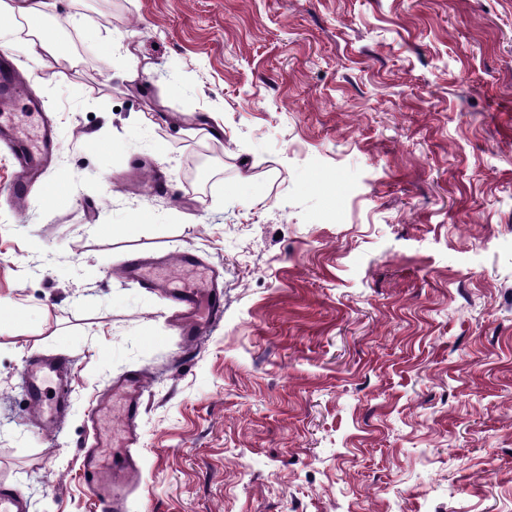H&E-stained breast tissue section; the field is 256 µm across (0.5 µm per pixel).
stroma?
<instances>
[{"label": "stroma", "instance_id": "stroma-1", "mask_svg": "<svg viewBox=\"0 0 512 512\" xmlns=\"http://www.w3.org/2000/svg\"><path fill=\"white\" fill-rule=\"evenodd\" d=\"M49 22L75 66L0 39L59 141L20 202L0 145V484L98 512L88 417L140 370L127 512H512V0H52ZM186 249L224 294L189 358L122 273ZM35 352L74 361L57 428L27 407Z\"/></svg>", "mask_w": 512, "mask_h": 512}]
</instances>
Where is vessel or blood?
<instances>
[{
  "label": "vessel or blood",
  "instance_id": "b4317fda",
  "mask_svg": "<svg viewBox=\"0 0 512 512\" xmlns=\"http://www.w3.org/2000/svg\"><path fill=\"white\" fill-rule=\"evenodd\" d=\"M22 102L23 114L33 116L40 111L39 101L25 94L13 75L5 55H0V103L8 105ZM17 114H0V137L8 140L21 170L12 184L14 198L25 199L35 182L49 167L56 152L52 126L41 122L36 137L21 131ZM154 260L138 256L127 260L124 272L127 278L156 285L152 275ZM173 316L184 338L199 335L207 324L223 314L222 293L217 284L208 288H173L169 291ZM70 357L56 355L31 356L23 370L25 396L31 409L44 423L61 422L68 405L66 380L72 369ZM145 390V380L138 371H131L114 379L98 399L92 415V442L81 458V470L100 512H126L127 500L139 475L138 418ZM122 408V426L107 434L101 428V418L113 405Z\"/></svg>",
  "mask_w": 512,
  "mask_h": 512
}]
</instances>
